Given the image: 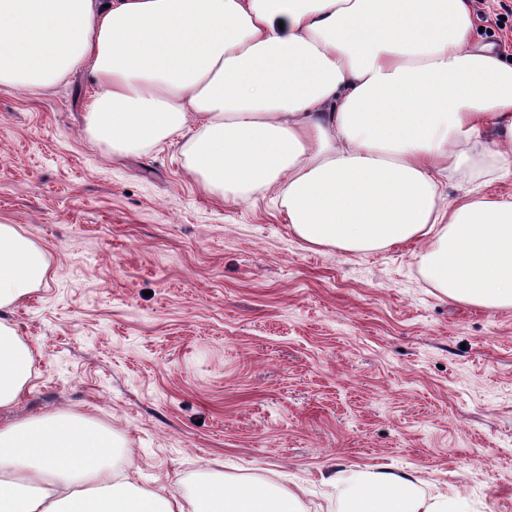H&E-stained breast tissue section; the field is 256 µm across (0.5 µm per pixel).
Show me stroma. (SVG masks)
Wrapping results in <instances>:
<instances>
[{
	"label": "stroma",
	"instance_id": "35a3bbf8",
	"mask_svg": "<svg viewBox=\"0 0 512 512\" xmlns=\"http://www.w3.org/2000/svg\"><path fill=\"white\" fill-rule=\"evenodd\" d=\"M471 10L512 56L498 0ZM91 91L0 86V224L47 267L5 316L33 356L11 418L85 415L182 500L254 482L336 512L334 477L383 468L512 512V308L448 299L408 246L307 250L273 192L204 191L181 138L114 151Z\"/></svg>",
	"mask_w": 512,
	"mask_h": 512
}]
</instances>
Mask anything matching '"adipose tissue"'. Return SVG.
I'll return each instance as SVG.
<instances>
[{
  "label": "adipose tissue",
  "instance_id": "1",
  "mask_svg": "<svg viewBox=\"0 0 512 512\" xmlns=\"http://www.w3.org/2000/svg\"><path fill=\"white\" fill-rule=\"evenodd\" d=\"M80 68L97 86L88 127L114 150L181 137L206 190L275 191L309 248L415 243L444 296L512 307V195L440 191L512 175V64L476 40L468 0H0V86L35 93ZM45 273L0 224V311ZM31 365L0 320V417ZM111 446L70 412L0 420V512H298L257 484L205 486L183 506L140 490ZM336 508L468 512L384 470L339 483Z\"/></svg>",
  "mask_w": 512,
  "mask_h": 512
}]
</instances>
